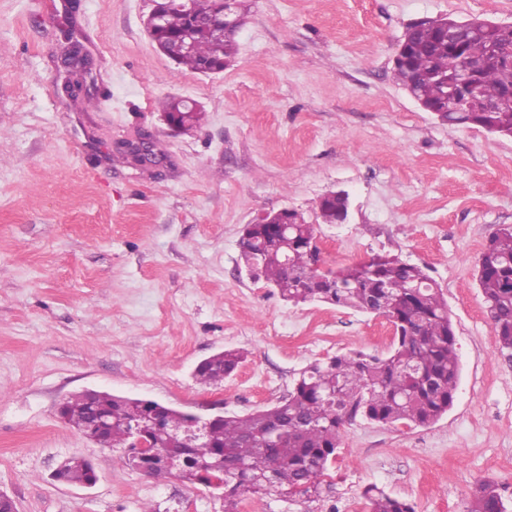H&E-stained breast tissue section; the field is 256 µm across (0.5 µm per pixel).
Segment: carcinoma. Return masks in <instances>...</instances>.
<instances>
[{
  "label": "carcinoma",
  "instance_id": "cac0c4a2",
  "mask_svg": "<svg viewBox=\"0 0 512 512\" xmlns=\"http://www.w3.org/2000/svg\"><path fill=\"white\" fill-rule=\"evenodd\" d=\"M221 0H192L203 16L216 14ZM185 13L174 5L164 10L158 40H173L186 32ZM463 46L448 53V36L440 22L409 27V60L393 67L396 82L412 88L424 102L448 109V124L478 126L491 134L512 137V28L490 37L459 33ZM238 53L235 35L222 38L200 35L192 49L181 53L177 65L197 71L208 62L225 68ZM467 59L482 63L475 98L491 105L492 112H458L442 77ZM86 62L66 71L64 90L72 98ZM162 112L195 129L200 126V106L175 97L160 101ZM244 265L258 261V278L295 305L327 303L384 316L395 329L396 342L384 357L362 352L336 354L303 368L293 389L277 404L253 413L225 415L206 428L202 436L188 433L193 416L156 400L115 395L107 391L82 392L64 404L60 418L85 431L94 415L106 416V425L94 436L100 448H126L133 423L143 415L156 419L154 438L162 454L141 458L135 466L153 479L181 468V480L206 483L214 468L224 467V512H241L246 499H285L296 495L313 501L321 496L325 478L340 452L341 431L360 416L381 425L427 426L452 407L460 375L454 323L441 287L417 264L396 256L373 255L337 271L322 270L314 225L303 213H288V232L274 224H248L240 239ZM478 284L485 310L494 326L499 349L512 360V226L501 228L487 241L478 261ZM242 353L224 349L201 361L194 373L202 386L220 385L243 362ZM177 439L170 441L172 432ZM93 469L81 455L67 458L55 473L64 484L82 482ZM368 512H415L411 503L371 485L364 490ZM468 512H508L497 485L483 480Z\"/></svg>",
  "mask_w": 512,
  "mask_h": 512
}]
</instances>
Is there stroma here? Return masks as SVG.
<instances>
[{
    "instance_id": "1",
    "label": "stroma",
    "mask_w": 512,
    "mask_h": 512,
    "mask_svg": "<svg viewBox=\"0 0 512 512\" xmlns=\"http://www.w3.org/2000/svg\"><path fill=\"white\" fill-rule=\"evenodd\" d=\"M238 55L223 72L177 67L144 22L153 0H0V492L19 512H224L207 488L131 471L61 421L86 389L196 413L245 415L286 397L295 373L337 354L385 356V317L284 301L240 259L246 224L283 208L315 228L325 267L375 254L426 267L456 333L461 374L426 427L347 424L319 500L252 512H347L374 485L416 512H466L479 481L512 510V360L476 280L488 239L512 225V138L439 123L393 76L421 19L512 24V0H242ZM72 33L97 62L99 105L63 90ZM189 98L200 127L169 136L157 101ZM154 131L167 159L140 169L117 142ZM349 196L346 223L321 198ZM246 359L221 386L192 373L224 349ZM91 460L92 488L52 477Z\"/></svg>"
}]
</instances>
